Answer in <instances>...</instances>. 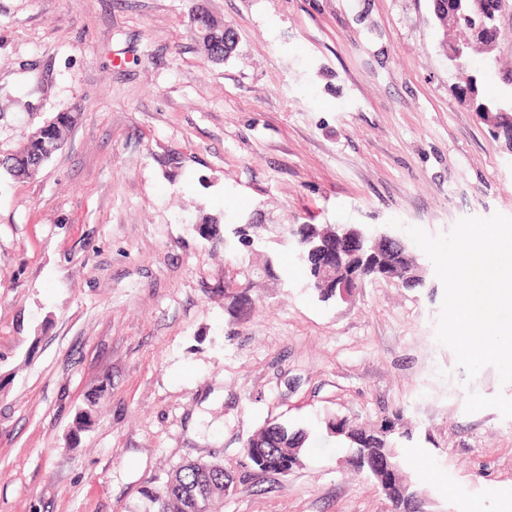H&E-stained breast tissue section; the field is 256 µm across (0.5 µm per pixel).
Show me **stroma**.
<instances>
[{
  "label": "stroma",
  "instance_id": "stroma-1",
  "mask_svg": "<svg viewBox=\"0 0 512 512\" xmlns=\"http://www.w3.org/2000/svg\"><path fill=\"white\" fill-rule=\"evenodd\" d=\"M199 3L238 34L224 62L191 34ZM498 25L496 62L469 63L488 95L512 8ZM442 39L432 0H0V151L80 111L39 175L0 177V512H154L150 490L212 458L237 479L216 512H393L323 420L398 411L430 512H512V419L464 411L512 384H466L438 344L435 273L323 302L282 248L238 320L224 284L263 253L198 231L512 216V152ZM271 420L313 440L284 476L244 465ZM223 221L224 224L217 218L205 217L202 220V224L211 227L210 232L212 236L219 234L222 226V229H224V237L222 236L224 251L235 253L240 249V246L249 248L251 241L255 240L253 238V229L257 227V224H244L241 223V220L233 222V219L226 215H223ZM245 226H248V228H245Z\"/></svg>",
  "mask_w": 512,
  "mask_h": 512
}]
</instances>
